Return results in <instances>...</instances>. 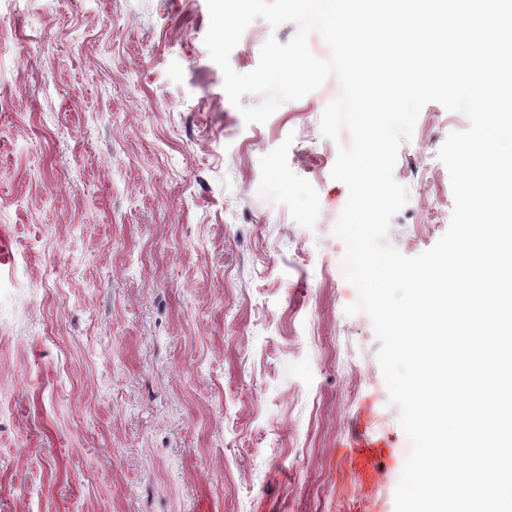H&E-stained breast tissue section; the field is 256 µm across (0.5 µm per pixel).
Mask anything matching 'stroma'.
Masks as SVG:
<instances>
[{
  "mask_svg": "<svg viewBox=\"0 0 512 512\" xmlns=\"http://www.w3.org/2000/svg\"><path fill=\"white\" fill-rule=\"evenodd\" d=\"M208 27L206 0H0V512H394L410 442L333 232L340 80L245 124ZM296 31L256 20L231 68ZM467 126L428 103L399 150L404 255L449 227Z\"/></svg>",
  "mask_w": 512,
  "mask_h": 512,
  "instance_id": "35a3bbf8",
  "label": "stroma"
}]
</instances>
